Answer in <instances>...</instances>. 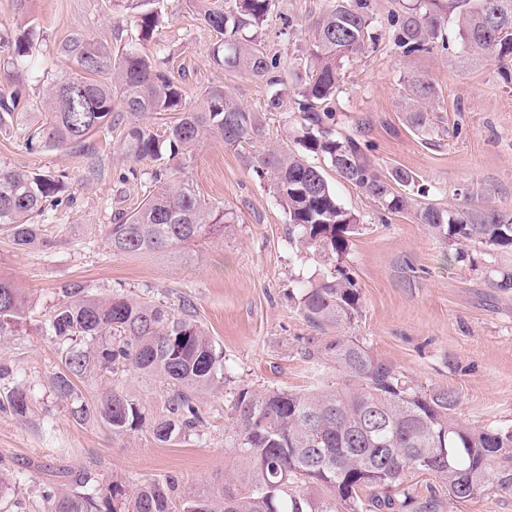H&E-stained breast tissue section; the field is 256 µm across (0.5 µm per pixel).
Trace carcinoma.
I'll use <instances>...</instances> for the list:
<instances>
[{"label": "carcinoma", "instance_id": "1", "mask_svg": "<svg viewBox=\"0 0 512 512\" xmlns=\"http://www.w3.org/2000/svg\"><path fill=\"white\" fill-rule=\"evenodd\" d=\"M273 0L212 3L203 23L224 36L212 62L225 72L272 80L277 60L266 53L260 31ZM412 0L409 15L398 23L396 42L404 52L428 51L442 36L448 18L457 23L462 45L470 51L512 58V0ZM148 40L160 13L147 9L135 19ZM373 17L367 0H333L309 35V67L300 79L294 103L296 125L289 144L256 160L270 173L274 193L288 216V239L298 250L328 260L319 281L299 289L297 308L315 327L350 325L358 317L361 293L345 265L359 227L358 216L342 206L325 170L309 162L320 155L346 182L389 214L415 211L420 223L448 245L455 260L469 251L492 257L512 251V213L485 206L440 207L426 203V192L412 172L396 168L382 179L364 144L336 129V99L342 70L369 48ZM36 26L0 31V53L10 54L13 69L0 75V130L23 121V64L34 55ZM75 72L47 90V121L28 136V146H53L86 155L89 139L112 131V112L121 107L143 117L163 112L178 116L159 137L147 125L124 131L121 146L136 160H173L208 137L229 148L258 135L261 125L224 90L209 87L195 110L182 108L181 82L161 63L130 50L117 57L96 41L76 34L60 47ZM435 88L425 77L408 80V125L421 133L439 130L440 116L428 110ZM66 188L64 176L0 167V236L24 250L41 241L34 219L45 215ZM233 214L201 201L186 180H166L136 211L115 213L106 226L109 248L141 254L184 248L221 234ZM490 283L512 288V267L493 264ZM30 316L29 303L11 281L0 280V336L18 331ZM49 330L61 346L62 370L52 377L57 400L82 421L125 435L146 420L139 403L108 387L92 404H75L74 378L92 372L110 377L144 375L167 393L168 414L150 422L156 439L199 436L206 426L202 396L224 387V351L195 318L192 307L177 310L161 300L123 293L98 295L80 284L60 290ZM300 359L318 369L333 368L341 382L308 391L242 388L234 401L229 447L252 473L239 484L224 483L218 492L190 494L174 475L128 483L89 471L74 474L65 488L42 490L45 512H413L415 498L405 484L408 473L433 474L441 480L448 503H461L493 488L512 494V427L476 428L456 416L458 397L408 379L372 352L356 336L309 339ZM10 412H31L27 389L13 385L6 394ZM320 486L322 497L300 490ZM382 489L364 500L363 492Z\"/></svg>", "mask_w": 512, "mask_h": 512}]
</instances>
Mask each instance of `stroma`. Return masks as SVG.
Wrapping results in <instances>:
<instances>
[{
    "label": "stroma",
    "instance_id": "obj_1",
    "mask_svg": "<svg viewBox=\"0 0 512 512\" xmlns=\"http://www.w3.org/2000/svg\"><path fill=\"white\" fill-rule=\"evenodd\" d=\"M375 47L347 63L333 104L338 131L369 144L375 170L404 168L426 185L429 202L450 206L467 199L512 212V78L497 58L462 48L456 24L445 43L406 55L394 44L392 17L405 16L407 0H368ZM207 0H160L163 23L142 41L137 8L129 0H0V29L35 23L39 40L34 77L26 86L27 128L0 132V166L64 176L67 188L42 226L41 245L20 251L0 238V277L28 293L33 316L0 338V364L11 367L0 397L25 385L32 413L26 420L0 411V467L18 475L7 492L10 512H43L44 484H64L65 471L86 468L131 482L174 474L186 491L221 489L243 468L224 442L231 405L241 386L309 390L332 385L335 370L315 373L297 350L305 338L338 334L363 337L375 355L428 388L453 390L458 417L477 427L512 426V290L490 285L484 270L448 257L414 214L385 215L377 203L341 179L326 176L340 203L355 212L360 229L350 242L347 265L358 282L361 312L354 324L315 328L288 293L299 280L315 279L323 262L298 255L288 242V216L268 177L252 162L281 145L292 118L291 102L269 111L276 86L217 69L211 51L221 36L198 15ZM329 0H273L265 26L269 55L295 88L305 74L307 38ZM105 45L112 54L135 49L170 56L183 74L188 107L204 90L224 84L263 130L234 149L208 138L169 162L168 178H186L205 201L232 212L224 233L180 249L141 255L107 247L105 226L118 211L137 210L152 195L156 165L125 157L124 130L135 116L113 113L111 133L92 137L102 167L89 177L83 156L52 147L29 150L27 130L44 120L42 88L64 74L60 45L74 33ZM429 77L435 109L447 135H422L406 122L407 79ZM79 283L100 294L121 291L190 304L198 321L224 349L223 390L203 402L208 425L202 436L169 443L155 439L150 420L167 412V394L147 377L128 374L120 390L137 400L148 423L125 436L83 423L58 404L50 378L61 367L58 345L44 322L62 287Z\"/></svg>",
    "mask_w": 512,
    "mask_h": 512
}]
</instances>
